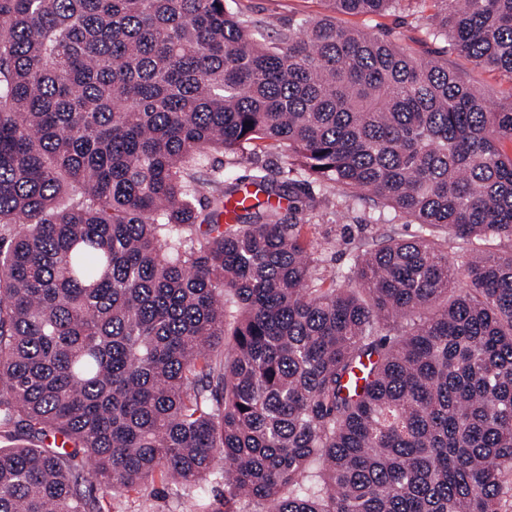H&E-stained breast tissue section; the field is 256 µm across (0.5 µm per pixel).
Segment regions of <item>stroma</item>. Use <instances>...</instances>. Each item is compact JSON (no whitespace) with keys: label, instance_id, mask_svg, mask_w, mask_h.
Segmentation results:
<instances>
[{"label":"stroma","instance_id":"1","mask_svg":"<svg viewBox=\"0 0 512 512\" xmlns=\"http://www.w3.org/2000/svg\"><path fill=\"white\" fill-rule=\"evenodd\" d=\"M233 7L246 17L267 23L265 34L274 38L277 30L288 20L307 17L318 19L328 15L326 0H235ZM430 14L417 0H402L399 9L373 17L337 15L339 26L381 35L398 47L418 58L432 57L438 45L425 41L423 28ZM448 66L465 81L477 87L488 103L505 101L512 92V77L498 71L478 67L467 58L452 54ZM266 166L280 182L296 179L297 173L284 151L262 153L244 163H236L232 155H209L202 169L206 175L244 179L251 168ZM312 191L318 199L314 212L305 214L303 232L314 246L313 253L319 260V272L325 280L338 278L349 266V259L361 242L383 233L400 237L417 234L419 227L387 219L370 220V208L363 202L341 197L333 186L313 184ZM88 492L100 501L101 512H180L184 494H202L207 500L217 501L224 496V481L215 475L198 487L184 490L157 482L130 491L119 497L103 495L97 486Z\"/></svg>","mask_w":512,"mask_h":512}]
</instances>
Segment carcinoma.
Returning <instances> with one entry per match:
<instances>
[{
  "mask_svg": "<svg viewBox=\"0 0 512 512\" xmlns=\"http://www.w3.org/2000/svg\"><path fill=\"white\" fill-rule=\"evenodd\" d=\"M425 35L512 76V0H422ZM267 40L227 0H0V512H101L224 473L181 512H499L512 475V99L336 24ZM419 225L323 286L316 198ZM473 251L459 268L448 241ZM266 166L278 182H287L301 179L298 172L289 164L288 153L272 150L269 153H260L251 161L235 163L233 155L212 153L206 159L201 169L205 175H223L224 178L244 179L251 173V168ZM87 491L99 499L102 512H180L182 497L188 493L202 494L207 500L218 502L224 497V479L220 475L212 476L200 488H177L156 480L115 498L105 496L95 485L88 486Z\"/></svg>",
  "mask_w": 512,
  "mask_h": 512,
  "instance_id": "carcinoma-1",
  "label": "carcinoma"
}]
</instances>
